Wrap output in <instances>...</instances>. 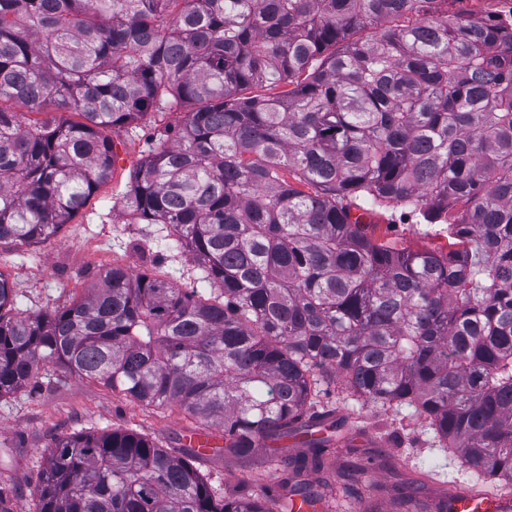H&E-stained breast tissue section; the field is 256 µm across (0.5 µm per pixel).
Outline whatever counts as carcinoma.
Returning a JSON list of instances; mask_svg holds the SVG:
<instances>
[{
  "mask_svg": "<svg viewBox=\"0 0 512 512\" xmlns=\"http://www.w3.org/2000/svg\"><path fill=\"white\" fill-rule=\"evenodd\" d=\"M434 2L0 0V243L55 236L109 178L108 132L181 108L119 203L222 298L113 267L21 316L0 273V397L60 365L180 408L224 454L270 441L281 468L278 494L219 499L195 452L67 435L37 512L314 509L333 491L302 478L330 447V383L414 407L466 470L512 484V31ZM263 83L286 90L243 95ZM399 205L448 225L450 250L399 249L352 214Z\"/></svg>",
  "mask_w": 512,
  "mask_h": 512,
  "instance_id": "obj_1",
  "label": "carcinoma"
}]
</instances>
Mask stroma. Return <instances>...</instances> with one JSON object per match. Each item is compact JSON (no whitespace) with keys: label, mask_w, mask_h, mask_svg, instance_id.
<instances>
[{"label":"stroma","mask_w":512,"mask_h":512,"mask_svg":"<svg viewBox=\"0 0 512 512\" xmlns=\"http://www.w3.org/2000/svg\"><path fill=\"white\" fill-rule=\"evenodd\" d=\"M183 117V110L173 109L152 114L135 128L110 131L112 174L69 224L43 242L0 246V273L13 287L19 314H49L68 305L85 295L100 270L112 266L194 288L195 264L186 254L171 258L165 229L132 223L113 206L140 162L166 142ZM363 219L399 247L448 249L445 232L405 218L403 209H378ZM318 411L324 417L321 434L331 441V465L309 478L336 488L328 512H449L448 493L455 489L512 496V486L466 472L413 408L385 411L332 393L323 396ZM195 428L179 408L146 406L66 369L45 368L27 388L0 397V512H35L39 477L57 437L132 430L183 457L190 453L183 436ZM268 454L259 447L247 461L226 456L196 465L220 496L257 479Z\"/></svg>","instance_id":"obj_1"}]
</instances>
